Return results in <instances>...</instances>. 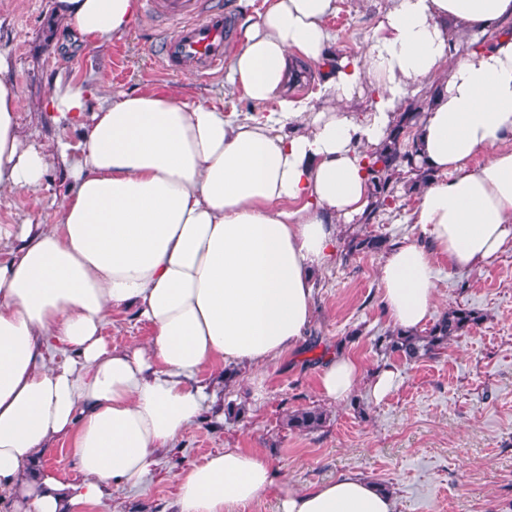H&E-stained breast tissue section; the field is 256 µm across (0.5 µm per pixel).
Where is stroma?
Instances as JSON below:
<instances>
[{
    "instance_id": "35a3bbf8",
    "label": "stroma",
    "mask_w": 512,
    "mask_h": 512,
    "mask_svg": "<svg viewBox=\"0 0 512 512\" xmlns=\"http://www.w3.org/2000/svg\"><path fill=\"white\" fill-rule=\"evenodd\" d=\"M387 6L388 0H339L329 21L333 54L358 57ZM177 27L176 18L145 10L121 39L64 50L54 40L50 0H0V53L12 63L26 142L80 138L77 129L38 109L61 70L88 84L106 79L116 90L177 86L187 101L220 102L225 113L241 118L277 111L274 102L255 105L241 94L226 95L224 76L167 71L158 45ZM68 187L61 166L52 167L39 189L19 190L10 206L0 207V224L58 223L53 200ZM418 202V193L402 188L370 223L342 225L335 256L316 274L313 317L300 348L245 373L219 360L206 366L203 376L219 405L239 407L241 415L221 423L201 415L149 475L113 490L90 512H174L179 474L226 448L264 454L297 488L343 471L362 473L390 490L397 512H512V249L464 273H449L447 262L438 261L434 316L457 307L479 315L440 355L410 363L374 345L391 328L378 284L381 257L348 252L347 243L355 234L383 235L392 245L414 235L409 217ZM104 334L122 347L148 343L153 330L123 311L113 314ZM341 350L359 363L361 378L351 398L332 400L321 392L319 376L326 357ZM385 366L395 369L397 383L378 401L369 381ZM314 407L326 415L321 429H288L289 414Z\"/></svg>"
}]
</instances>
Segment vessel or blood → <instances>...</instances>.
Returning <instances> with one entry per match:
<instances>
[{"instance_id":"b4317fda","label":"vessel or blood","mask_w":512,"mask_h":512,"mask_svg":"<svg viewBox=\"0 0 512 512\" xmlns=\"http://www.w3.org/2000/svg\"><path fill=\"white\" fill-rule=\"evenodd\" d=\"M145 7L181 19V26L161 46L168 70H193L207 78L224 67L230 16L218 10L199 15L198 0H145Z\"/></svg>"}]
</instances>
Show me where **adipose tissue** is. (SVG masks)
Masks as SVG:
<instances>
[{
	"label": "adipose tissue",
	"instance_id": "obj_1",
	"mask_svg": "<svg viewBox=\"0 0 512 512\" xmlns=\"http://www.w3.org/2000/svg\"><path fill=\"white\" fill-rule=\"evenodd\" d=\"M59 41L103 46L139 20L138 0H52ZM338 0H264L239 13L226 85L264 119H233L165 86L135 93L55 76L40 104L78 143L26 145L0 55V204L61 165L57 224L0 225V512H85L141 478L217 400L214 360L256 368L298 348L316 269L338 227L371 207L368 154L385 140L407 87L440 77L416 128L433 175L408 236L381 260L396 327L418 330L435 306V258L465 272L512 247V0H389L360 60L336 57L327 21ZM468 32L485 48L451 55ZM319 63L315 100L291 97L294 59ZM377 93L359 121L360 81ZM135 309L150 343L117 347L108 318ZM361 368L330 356L322 393L347 396ZM71 439L79 483L42 468ZM274 493L281 512H395L361 474L293 488L261 453L227 448L178 479L176 512H230Z\"/></svg>",
	"mask_w": 512,
	"mask_h": 512
}]
</instances>
